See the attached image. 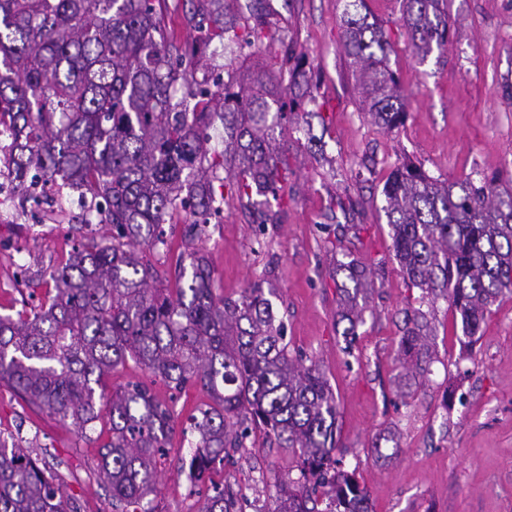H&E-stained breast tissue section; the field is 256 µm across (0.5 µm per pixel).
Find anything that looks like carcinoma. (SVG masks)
<instances>
[{"mask_svg": "<svg viewBox=\"0 0 512 512\" xmlns=\"http://www.w3.org/2000/svg\"><path fill=\"white\" fill-rule=\"evenodd\" d=\"M342 15L345 52L366 113L386 130L403 124L406 98L390 68L391 45L367 17ZM167 0H0V119L8 121L24 180L35 168L107 204L98 236L71 225L66 260L37 276L44 297L0 314V383L73 426L81 435L107 417L99 472L114 512H129L156 491L157 462L167 452L173 417L140 382L105 398L104 378L128 360L176 392L193 384L214 404L193 417L189 468L224 465L247 439L262 436L298 458L300 477L279 482L269 512H371L370 495L344 469L336 442L337 404L318 364L292 357L284 324L255 284L237 300L215 293L210 260L192 253L175 287L158 288L159 269L145 250L171 249L164 225L191 218L183 241L253 194L283 207L288 148L274 127L316 103L307 58L294 38L278 36L273 63L238 80L190 81L218 39L250 48L273 38L267 14L252 6L245 23L224 20V0H191L187 23L199 33L174 40ZM401 22L425 60L450 38L447 0H402ZM183 88L176 97L177 88ZM224 123V149L209 152L200 131ZM226 176H219V171ZM383 211L392 249L421 300L448 302L472 339L490 307L512 294V192L499 179L442 182L421 167H396L385 182ZM343 335L357 336L371 271L341 265ZM432 329L421 309L406 315L398 359L403 386L428 372ZM242 490L212 486L199 512H238ZM0 512H76L60 484L38 465L23 437L0 430Z\"/></svg>", "mask_w": 512, "mask_h": 512, "instance_id": "carcinoma-1", "label": "carcinoma"}]
</instances>
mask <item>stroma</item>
Masks as SVG:
<instances>
[{"label": "stroma", "mask_w": 512, "mask_h": 512, "mask_svg": "<svg viewBox=\"0 0 512 512\" xmlns=\"http://www.w3.org/2000/svg\"><path fill=\"white\" fill-rule=\"evenodd\" d=\"M273 30L295 34L312 72L316 102L295 113L288 142V206L276 224L255 223L239 204L209 224L201 245L217 294L236 299L253 284L275 289L272 300L291 354L317 362L338 405L336 439L347 469L370 494L373 512H512V296L496 302L477 341L466 345L460 316L445 301L426 313L433 327L430 372L408 397L399 395L397 349L405 313L422 292L408 287L391 249L382 188L395 166L410 161L442 181L499 176L512 188V0H448L451 35L444 53L419 60L400 22L401 0H366L393 46L390 66L409 101L391 132L365 118L341 45L344 0H268ZM279 48L213 41V72L242 62L269 63ZM23 264L48 270L67 229L33 234L6 228ZM375 268L364 322L345 341L337 315L341 264ZM149 386L172 410L176 429L158 464L147 512H199L183 461L191 450L182 431L209 394L189 386L170 393L134 361L112 370L106 390L129 382ZM0 428L19 431L59 463L65 500L78 512H112L98 478L97 432L80 436L0 386ZM391 449L377 457L373 446ZM295 469L291 451L247 444L216 481L247 484L265 475L255 495L273 508L276 478Z\"/></svg>", "instance_id": "35a3bbf8"}]
</instances>
